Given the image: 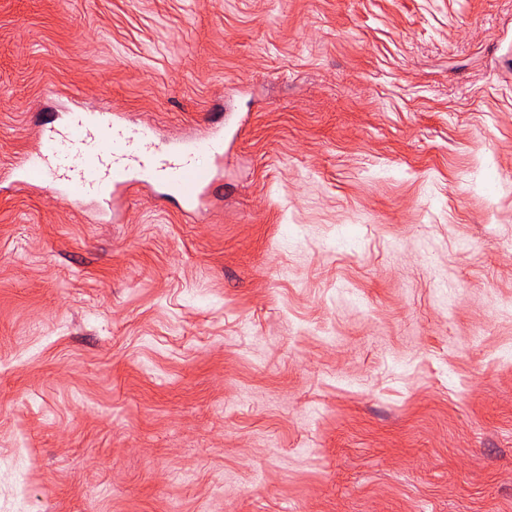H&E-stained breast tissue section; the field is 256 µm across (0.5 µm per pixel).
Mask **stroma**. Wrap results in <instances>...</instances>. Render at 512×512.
<instances>
[{
	"label": "stroma",
	"instance_id": "35a3bbf8",
	"mask_svg": "<svg viewBox=\"0 0 512 512\" xmlns=\"http://www.w3.org/2000/svg\"><path fill=\"white\" fill-rule=\"evenodd\" d=\"M75 104L246 124L0 193V512H512V0H0V168ZM122 116L76 110L61 127L37 125V146L14 164L11 183L88 200L110 217L105 223L114 220L117 197L133 187L163 185L186 209H199L224 166V117L204 135L170 141L154 125L127 124ZM201 156L210 164H198Z\"/></svg>",
	"mask_w": 512,
	"mask_h": 512
}]
</instances>
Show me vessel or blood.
<instances>
[{
    "label": "vessel or blood",
    "instance_id": "vessel-or-blood-1",
    "mask_svg": "<svg viewBox=\"0 0 512 512\" xmlns=\"http://www.w3.org/2000/svg\"><path fill=\"white\" fill-rule=\"evenodd\" d=\"M37 146L14 165V183L38 184L60 199L88 200L114 217L118 196L131 188L166 187L186 209L197 210L224 165V126L179 141L151 124H127L118 112L69 113L60 127L37 125ZM208 157L209 165L198 162Z\"/></svg>",
    "mask_w": 512,
    "mask_h": 512
}]
</instances>
